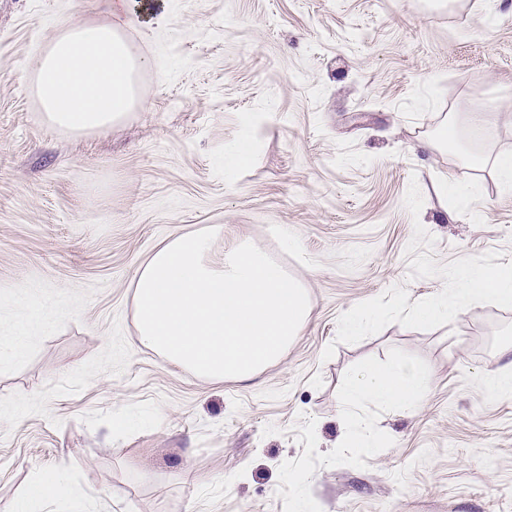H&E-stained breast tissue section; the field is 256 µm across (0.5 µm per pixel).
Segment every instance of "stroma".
Returning a JSON list of instances; mask_svg holds the SVG:
<instances>
[{
	"instance_id": "stroma-1",
	"label": "stroma",
	"mask_w": 512,
	"mask_h": 512,
	"mask_svg": "<svg viewBox=\"0 0 512 512\" xmlns=\"http://www.w3.org/2000/svg\"><path fill=\"white\" fill-rule=\"evenodd\" d=\"M137 2L0 0V512L53 478L42 512H512V309L407 317L462 265L512 266V0ZM78 21L145 61V105L82 135L32 89ZM478 99L486 142L448 147ZM215 224L216 252L252 240L312 301L247 381L137 339V267ZM356 307L378 316L352 334ZM402 362L433 371L419 408L345 413L351 374Z\"/></svg>"
}]
</instances>
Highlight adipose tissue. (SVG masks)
Returning <instances> with one entry per match:
<instances>
[{
	"label": "adipose tissue",
	"instance_id": "1",
	"mask_svg": "<svg viewBox=\"0 0 512 512\" xmlns=\"http://www.w3.org/2000/svg\"><path fill=\"white\" fill-rule=\"evenodd\" d=\"M143 61L134 57L118 27L78 23L63 27L46 47L34 81L47 120L82 134L120 123L138 100L136 74ZM468 304L492 302L512 308V267L469 264L455 273ZM432 382L427 366L402 364L382 371L367 367L347 384L348 402L377 400L412 410Z\"/></svg>",
	"mask_w": 512,
	"mask_h": 512
}]
</instances>
